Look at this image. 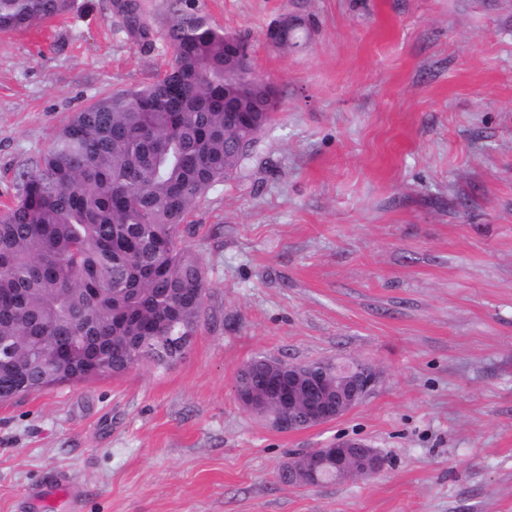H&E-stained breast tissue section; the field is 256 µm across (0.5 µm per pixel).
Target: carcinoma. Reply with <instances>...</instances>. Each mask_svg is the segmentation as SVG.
<instances>
[{"instance_id":"1","label":"carcinoma","mask_w":512,"mask_h":512,"mask_svg":"<svg viewBox=\"0 0 512 512\" xmlns=\"http://www.w3.org/2000/svg\"><path fill=\"white\" fill-rule=\"evenodd\" d=\"M70 0H0V31L64 15ZM171 58L147 84L104 95L74 113L18 194L0 207V403L64 382L168 369L180 336L198 333L208 291L204 266L184 241L197 202L231 177L273 113L257 98L247 44L171 0ZM289 36L272 42L298 46ZM245 118L224 111V94ZM248 360L237 393L283 413L264 383L273 364Z\"/></svg>"}]
</instances>
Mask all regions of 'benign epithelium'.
I'll return each mask as SVG.
<instances>
[{
	"instance_id": "obj_1",
	"label": "benign epithelium",
	"mask_w": 512,
	"mask_h": 512,
	"mask_svg": "<svg viewBox=\"0 0 512 512\" xmlns=\"http://www.w3.org/2000/svg\"><path fill=\"white\" fill-rule=\"evenodd\" d=\"M278 375L288 376V408L299 412L300 425L306 428L339 419L362 402L379 382V370L366 362L358 363L347 379L337 383L333 394L324 391L322 378L314 366H282ZM242 405L267 419L277 431L290 433L297 427L288 415H269L251 399L242 401ZM325 465L334 467L340 476L369 479L382 474L386 460L361 440L338 439L326 448H316L290 458L283 471L305 483Z\"/></svg>"
}]
</instances>
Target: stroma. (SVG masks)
<instances>
[{"instance_id": "stroma-1", "label": "stroma", "mask_w": 512, "mask_h": 512, "mask_svg": "<svg viewBox=\"0 0 512 512\" xmlns=\"http://www.w3.org/2000/svg\"><path fill=\"white\" fill-rule=\"evenodd\" d=\"M72 0L0 31V202L72 112L170 58L169 0ZM250 43L279 108L196 205L202 325L166 370L0 403V512H512V0H188ZM306 45L266 39L284 15ZM368 361L375 390L294 433L239 369ZM357 439L372 479L291 485L294 453Z\"/></svg>"}]
</instances>
